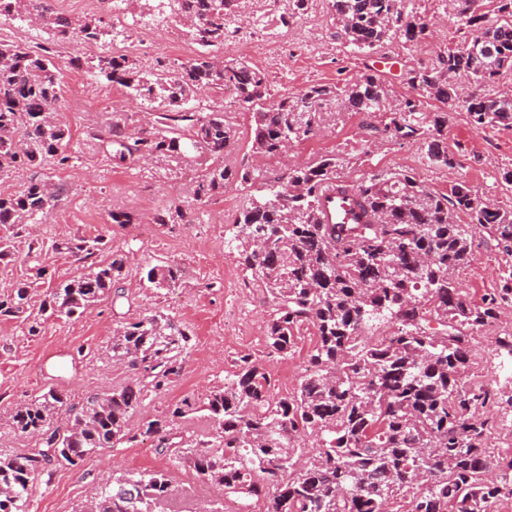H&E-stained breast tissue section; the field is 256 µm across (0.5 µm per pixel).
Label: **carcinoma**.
Wrapping results in <instances>:
<instances>
[{"label": "carcinoma", "mask_w": 512, "mask_h": 512, "mask_svg": "<svg viewBox=\"0 0 512 512\" xmlns=\"http://www.w3.org/2000/svg\"><path fill=\"white\" fill-rule=\"evenodd\" d=\"M234 2L166 0L170 14L187 21L186 36L198 47L196 58L173 76L143 72L125 54L98 56L93 68L108 81L170 110L162 114L159 129L128 134L116 122L91 138L115 146L121 162L146 155H207L211 165L195 181L198 200L224 193L230 176L255 187L251 203L233 221L227 245L248 281L273 303L268 353L293 355L302 331L313 329L308 373L296 392L279 394L259 360L244 354L224 385L197 404L185 399L165 417L146 421L145 433L160 436L162 452L173 462L190 464L201 482L248 508L263 501L267 512H390L384 508L390 500L408 507L406 512H496L501 502L512 500V456L496 457L486 448V423L476 410L499 403L502 392L466 386L461 376L469 368L474 333L496 320L503 305H512V269L480 304L455 287L451 271L468 263L474 225L512 258V211L464 182L446 195L394 170L345 185L359 196L372 223L322 224L321 191L329 182H341L336 156L290 167L278 177L225 167L224 150L237 129L222 109L188 106L201 92L233 88L239 109L251 114L253 152L269 157L281 154L285 139L307 138L328 103L372 113L390 98L381 77L368 73L341 86H312L268 101L265 74L242 59L221 57L235 32ZM330 4L339 36L355 51L426 36V19L407 10L405 0ZM454 6L466 27L479 25L480 43L450 49L437 66L411 71L407 78L442 104L456 100L458 76L478 89L512 70V0H500L506 19L492 24L481 23L472 0H454ZM2 15L33 18L61 41L75 31L86 42L107 35L101 20L68 18L52 11L49 0H0ZM60 89V71L48 51L0 41V178L31 171L21 190L0 193L3 266L15 261L23 224L63 197L61 186L38 173L48 160L58 166L70 161V129L51 117ZM465 103L477 130L512 125V95L475 91ZM421 116L420 102L405 98L383 128L372 130L412 139L423 134ZM427 156L439 166L453 163L436 137L427 141ZM460 212L469 223L456 222ZM57 249L79 262L105 251L108 256L59 283L36 310L29 302L32 281H19L11 293L0 294V317L23 318L31 334L47 314L82 315L112 296L126 275L127 256L111 251L103 234L74 237ZM180 277V269L170 265L146 273L157 290H171ZM385 321L397 331L370 339L368 329ZM189 341L188 329L160 312L124 322L113 330L111 351L136 371L131 384L87 399L63 430L54 425L63 399L52 389L16 407L10 426L46 434V447L0 457V490L8 491L0 495V512H28L34 480L49 465L78 466L102 449L133 441L131 418L149 393L181 373ZM197 410L207 412L208 436L187 441L174 435L178 421ZM310 437L317 448L307 453L304 440ZM300 459L304 468L298 471L294 464ZM420 472L432 474V481L416 482ZM175 496L168 472H137L101 488L86 512H178L170 508Z\"/></svg>", "instance_id": "cac0c4a2"}]
</instances>
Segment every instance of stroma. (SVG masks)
Returning a JSON list of instances; mask_svg holds the SVG:
<instances>
[{
  "label": "stroma",
  "instance_id": "1",
  "mask_svg": "<svg viewBox=\"0 0 512 512\" xmlns=\"http://www.w3.org/2000/svg\"><path fill=\"white\" fill-rule=\"evenodd\" d=\"M406 5L430 22L424 44L416 46L396 39L365 54L352 50L338 37L328 0H313L286 32L279 25H267L258 0H247L242 23L258 30L264 40H283L284 50L274 64L242 49L233 50L232 55L265 72L276 98L299 94L316 84H342L373 68L386 82L391 98L422 100L425 130H432L435 114H444L442 138L453 165L430 164L425 140L397 141L382 134L370 135L369 126L380 124L382 116L364 112L326 116L313 137L295 143L288 159L270 158L252 152L251 116L240 111L227 115L236 124L239 138L228 148L226 164L233 167L246 163L270 177L281 172L285 164L308 165L333 152L343 157L342 177L352 184L372 173L406 170L439 193H449L457 183H467L479 196L512 211V185L502 179L503 172L512 170V126L474 130L463 103L444 107L407 81L409 71L433 66L440 54L461 43L463 35L455 10L449 0H406ZM53 7L70 17L101 19L109 36L97 43L78 36L57 42L44 28L0 17V41L52 47L63 89L56 108L70 129L67 150L73 157L65 169L50 161L44 163L42 175L52 182L65 183L68 191L55 209L30 221L28 232L41 241L42 247L31 252L26 244H18L16 262L0 267V294L10 293L17 281L44 268L48 275L37 296L47 297L59 282L83 269L81 263L57 251V244L101 232L106 233L113 250L126 254L127 275L118 285L120 296L116 301H103L77 318L48 320L38 335H30L22 320L0 318V455H21L43 445L42 436L10 427V414L18 405L53 389L63 396L67 407L77 409L89 397L129 384L135 371L129 362L113 359L109 350L112 331L119 322L156 311L189 328L192 339L180 376L166 390L147 396L140 418L165 415L170 406L185 398L199 400L210 388L223 385L243 354L263 359L277 392L296 391L301 376L286 380L281 372L306 363L310 338L302 336L292 357L268 355L265 328L272 304L261 290L247 285L234 254L226 247L228 224L213 223L211 203L193 197L191 178L194 171L204 168L205 157L188 161L115 160L114 147L91 139L90 131L118 120L128 132L135 133L155 127L157 112L127 93L122 96L121 112H114L111 101L100 95L108 87L104 78L89 69L74 71L67 66L68 58L74 55L91 61L114 53L128 55L141 69L172 75L196 54L182 23L170 18L152 24L150 34L159 52L148 56L137 46L142 26L134 21L146 11L147 0H125L117 16L112 13L110 0L97 6L84 5L81 0H54ZM173 41L186 46L185 55H166L165 49ZM175 205L182 207L183 218L168 224L154 223L158 211ZM114 212L130 213L132 223H112L110 215ZM474 239L470 261L454 271L453 281L477 303L496 288L502 272L511 265L482 233H475ZM167 264L183 271L178 288L162 293L148 288V268ZM228 271L235 274V282L225 280ZM232 307L240 308L246 318L245 335L224 340L220 337L224 312ZM506 334H512V310L502 312L491 326L477 333L464 384L483 383L512 390V358L502 354L496 344L497 338ZM155 445L154 437L142 435L135 444L102 450L81 467L50 468L34 482L29 512H81L106 483L151 470L168 471L173 485L180 487L175 503L180 512L185 507L197 512L202 502L217 498V490L202 484L193 468L171 465Z\"/></svg>",
  "mask_w": 512,
  "mask_h": 512
}]
</instances>
